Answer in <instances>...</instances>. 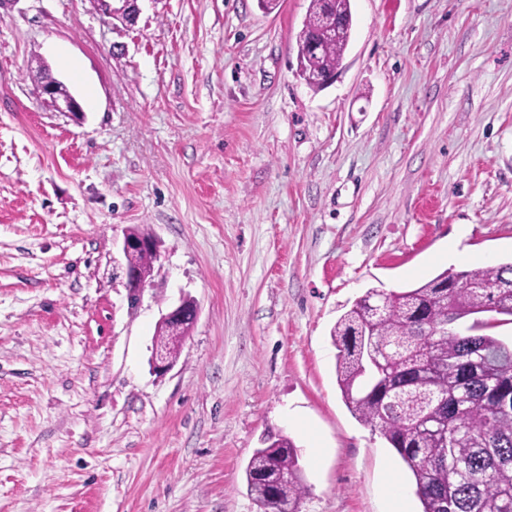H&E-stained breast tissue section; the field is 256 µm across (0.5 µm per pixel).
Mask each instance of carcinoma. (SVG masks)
<instances>
[{
  "instance_id": "carcinoma-1",
  "label": "carcinoma",
  "mask_w": 512,
  "mask_h": 512,
  "mask_svg": "<svg viewBox=\"0 0 512 512\" xmlns=\"http://www.w3.org/2000/svg\"><path fill=\"white\" fill-rule=\"evenodd\" d=\"M352 25L350 0H311L296 36L297 72L311 88L341 66ZM126 263L148 269L154 255ZM482 313L512 318V261L371 288L331 330L344 401L407 465L422 512H512V345L486 333ZM467 317L466 332L453 328ZM194 323L186 318L181 336L156 327L154 346L175 361ZM246 478L268 512H300L307 487L289 438H265Z\"/></svg>"
}]
</instances>
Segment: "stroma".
Segmentation results:
<instances>
[{
    "label": "stroma",
    "instance_id": "stroma-1",
    "mask_svg": "<svg viewBox=\"0 0 512 512\" xmlns=\"http://www.w3.org/2000/svg\"><path fill=\"white\" fill-rule=\"evenodd\" d=\"M309 5L0 8V512H263L245 469L270 434L300 451L302 512H390L392 487L421 512L330 333L367 289L512 260V0H351L319 91ZM42 64L82 119L38 94ZM133 227L161 250L136 304ZM94 3L100 4L104 10L112 15V18L121 19L129 25H133L139 14L138 1L139 0H92ZM118 2L119 7H112L109 2ZM326 13L343 21L339 28L323 23L322 17ZM352 25L350 0H311L302 31L296 36L297 72L311 88L319 90L325 86L319 82L311 83L309 78L317 80L322 75L335 74L341 66L351 39ZM308 38L320 45V49L315 52L308 50ZM186 302L188 301L183 299L178 305L174 306L166 314H163L159 322H165L171 328L175 329L187 312H190L196 320L199 312L197 303L193 300L190 302L191 305H188ZM195 320L189 316L186 318L183 330L184 336H164L165 332L163 328L159 327V325L156 326L154 346L166 354L171 362H174L177 358L180 345L189 335Z\"/></svg>",
    "mask_w": 512,
    "mask_h": 512
}]
</instances>
